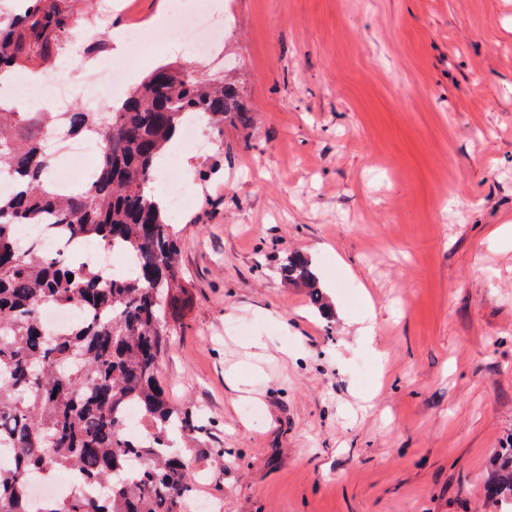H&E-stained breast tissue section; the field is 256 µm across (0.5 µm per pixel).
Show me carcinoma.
I'll return each instance as SVG.
<instances>
[{"mask_svg": "<svg viewBox=\"0 0 512 512\" xmlns=\"http://www.w3.org/2000/svg\"><path fill=\"white\" fill-rule=\"evenodd\" d=\"M0 17V75L38 55L48 60L81 31L82 18L60 0H20ZM223 132L245 109L236 87L193 67L161 66L109 112L74 108L59 116L0 103V512H184L193 487L174 435L188 420L157 379L170 327L165 306L184 279L177 231L150 194L158 156L188 115ZM96 141L89 184L65 193L50 180L47 132ZM24 225H50L101 251L118 250L126 269L107 275L94 264L23 240ZM286 279L315 287L310 261L288 256ZM73 279H68V276ZM78 318L64 333L47 329L44 308ZM143 431L125 428V407ZM78 474L73 493L33 503L34 473ZM486 495L512 512V444L491 461Z\"/></svg>", "mask_w": 512, "mask_h": 512, "instance_id": "1", "label": "carcinoma"}]
</instances>
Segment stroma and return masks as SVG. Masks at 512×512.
<instances>
[{"label": "stroma", "instance_id": "1", "mask_svg": "<svg viewBox=\"0 0 512 512\" xmlns=\"http://www.w3.org/2000/svg\"><path fill=\"white\" fill-rule=\"evenodd\" d=\"M246 124L171 159L160 381L204 512H500L512 441V0H227ZM317 286L287 280L289 255ZM320 292L329 306L320 313ZM485 492L506 506L503 512L512 511V441L508 448H501L492 459Z\"/></svg>", "mask_w": 512, "mask_h": 512}]
</instances>
